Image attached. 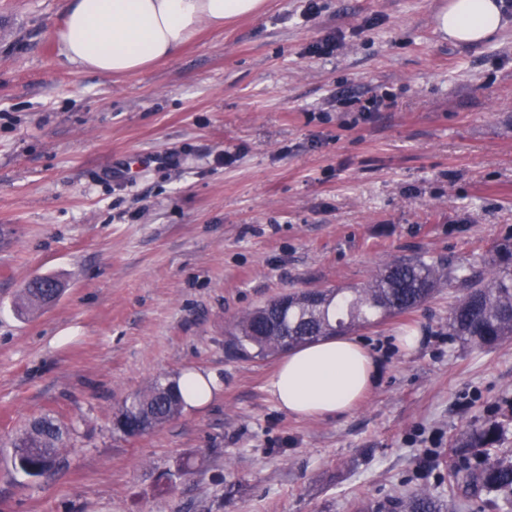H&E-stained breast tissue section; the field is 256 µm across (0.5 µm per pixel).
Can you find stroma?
Returning a JSON list of instances; mask_svg holds the SVG:
<instances>
[{
	"instance_id": "35a3bbf8",
	"label": "stroma",
	"mask_w": 512,
	"mask_h": 512,
	"mask_svg": "<svg viewBox=\"0 0 512 512\" xmlns=\"http://www.w3.org/2000/svg\"><path fill=\"white\" fill-rule=\"evenodd\" d=\"M441 2L319 0L308 19L304 0H268L112 78L65 60L66 0H0V512H353L447 497L473 425L503 424L512 449V339L449 336L459 282L356 330L379 378L338 417L282 412L277 358L225 345L273 296L359 286L398 256L481 271L512 241V23L456 44ZM375 95L387 108L360 112ZM44 275L62 295L18 313ZM410 327L425 341L407 354ZM191 368L218 376L216 403L117 430L127 396ZM42 416L73 432L30 478L12 442ZM443 505L430 493L424 490H415L396 499L385 502L362 501L357 507L359 512H447ZM449 512V511H448Z\"/></svg>"
}]
</instances>
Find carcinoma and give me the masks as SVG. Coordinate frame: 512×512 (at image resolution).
Here are the masks:
<instances>
[{
    "instance_id": "1",
    "label": "carcinoma",
    "mask_w": 512,
    "mask_h": 512,
    "mask_svg": "<svg viewBox=\"0 0 512 512\" xmlns=\"http://www.w3.org/2000/svg\"><path fill=\"white\" fill-rule=\"evenodd\" d=\"M489 276L466 273L424 258H396L379 268L360 288H326L281 294L235 318L225 327L227 347L235 355L264 359L329 336L383 323L410 313L426 303L446 278L465 285L448 317L451 335L479 348H490L512 338V243L491 250ZM51 292L45 277L26 283L23 300L40 304ZM183 399L177 382L159 379L125 400L116 417V428L133 437L149 418L159 427L178 416ZM504 429L494 422L471 428L452 448L448 467V496L463 491L480 498L491 512H512V454L499 453L496 444ZM64 426L44 417L34 421L13 443L16 471L40 477L53 467L66 447ZM357 512H445L440 501L424 490L385 502L363 501Z\"/></svg>"
}]
</instances>
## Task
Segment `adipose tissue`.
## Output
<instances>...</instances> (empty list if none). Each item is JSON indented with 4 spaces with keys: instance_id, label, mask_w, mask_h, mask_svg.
<instances>
[{
    "instance_id": "1",
    "label": "adipose tissue",
    "mask_w": 512,
    "mask_h": 512,
    "mask_svg": "<svg viewBox=\"0 0 512 512\" xmlns=\"http://www.w3.org/2000/svg\"><path fill=\"white\" fill-rule=\"evenodd\" d=\"M265 0H68L57 30L66 59L112 77L174 58L203 28L263 13ZM435 22L443 37L478 44L506 25L502 0H444ZM361 341L336 337L291 351L269 381L278 408L328 417L356 408L378 376Z\"/></svg>"
}]
</instances>
